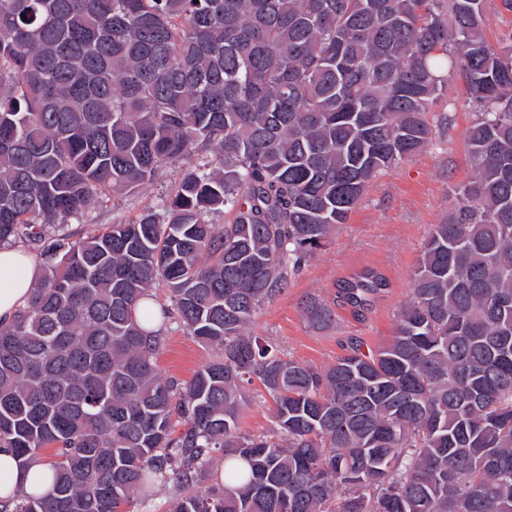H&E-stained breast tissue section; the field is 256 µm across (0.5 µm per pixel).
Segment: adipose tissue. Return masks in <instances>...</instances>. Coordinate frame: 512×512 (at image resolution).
Returning a JSON list of instances; mask_svg holds the SVG:
<instances>
[{"mask_svg": "<svg viewBox=\"0 0 512 512\" xmlns=\"http://www.w3.org/2000/svg\"><path fill=\"white\" fill-rule=\"evenodd\" d=\"M37 270L35 255L21 247H0V325L12 323L31 292ZM53 468L37 462L22 466L9 449L0 450V503L12 504L18 491L35 496L52 488Z\"/></svg>", "mask_w": 512, "mask_h": 512, "instance_id": "1", "label": "adipose tissue"}]
</instances>
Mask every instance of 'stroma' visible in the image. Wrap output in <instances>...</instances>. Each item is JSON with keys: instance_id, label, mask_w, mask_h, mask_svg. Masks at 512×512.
Segmentation results:
<instances>
[{"instance_id": "obj_1", "label": "stroma", "mask_w": 512, "mask_h": 512, "mask_svg": "<svg viewBox=\"0 0 512 512\" xmlns=\"http://www.w3.org/2000/svg\"><path fill=\"white\" fill-rule=\"evenodd\" d=\"M474 118L464 82L458 72H451L444 98L428 114L434 132L431 144L369 186L347 223L337 227L333 243L257 312L253 334L271 341L288 358L319 368L331 366L349 338L362 341L367 350L388 341L400 309L411 296L412 274L432 225L455 208L457 188L474 176L466 141ZM179 177V170L168 169L133 195L105 197L92 217L68 219V228L79 239L113 219H132L145 209H157ZM366 267L381 272L390 288L371 311L357 317L337 305V284ZM312 299L332 310L324 326L310 325L303 313L304 304ZM162 329L165 342L157 368L163 377L187 383L215 357L214 348L175 323L164 322Z\"/></svg>"}]
</instances>
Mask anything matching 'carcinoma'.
Listing matches in <instances>:
<instances>
[{"label": "carcinoma", "mask_w": 512, "mask_h": 512, "mask_svg": "<svg viewBox=\"0 0 512 512\" xmlns=\"http://www.w3.org/2000/svg\"><path fill=\"white\" fill-rule=\"evenodd\" d=\"M483 24L484 0H0V246L42 259L0 325V448L55 468L3 512H129L167 471L168 512H512V45ZM457 69L475 176L393 336L318 369L252 335L429 144ZM166 168L160 209L71 240L69 218ZM156 284L171 306L139 311ZM388 287L366 268L336 299L362 316ZM158 314L220 349L183 387L158 372ZM255 382L273 425L251 435Z\"/></svg>", "instance_id": "1"}]
</instances>
